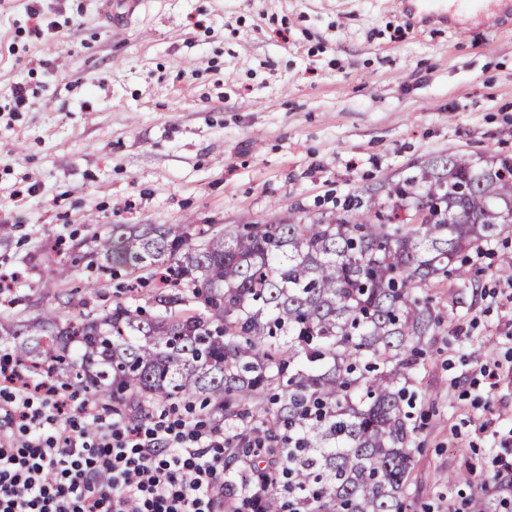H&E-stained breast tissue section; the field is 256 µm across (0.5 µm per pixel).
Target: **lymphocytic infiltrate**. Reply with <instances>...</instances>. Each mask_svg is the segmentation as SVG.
<instances>
[{"mask_svg":"<svg viewBox=\"0 0 512 512\" xmlns=\"http://www.w3.org/2000/svg\"><path fill=\"white\" fill-rule=\"evenodd\" d=\"M0 347V512H244L262 482L223 479L232 433L167 411L112 420L51 371L23 375Z\"/></svg>","mask_w":512,"mask_h":512,"instance_id":"lymphocytic-infiltrate-1","label":"lymphocytic infiltrate"}]
</instances>
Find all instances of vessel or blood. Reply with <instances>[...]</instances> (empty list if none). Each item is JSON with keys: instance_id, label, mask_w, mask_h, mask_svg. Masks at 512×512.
<instances>
[{"instance_id": "obj_1", "label": "vessel or blood", "mask_w": 512, "mask_h": 512, "mask_svg": "<svg viewBox=\"0 0 512 512\" xmlns=\"http://www.w3.org/2000/svg\"><path fill=\"white\" fill-rule=\"evenodd\" d=\"M405 15L415 24L457 28L512 17V0H404Z\"/></svg>"}]
</instances>
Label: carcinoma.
Instances as JSON below:
<instances>
[{
	"mask_svg": "<svg viewBox=\"0 0 512 512\" xmlns=\"http://www.w3.org/2000/svg\"><path fill=\"white\" fill-rule=\"evenodd\" d=\"M380 211L287 224H137L94 236L99 270L148 272L150 318L116 305L0 319L20 372L52 360L96 402L200 399L241 422V454L285 457L257 512H406L415 426L403 402L440 321L426 288L512 224V158L451 153L382 186ZM199 307L186 309L190 301ZM262 428L255 443L252 428Z\"/></svg>",
	"mask_w": 512,
	"mask_h": 512,
	"instance_id": "1",
	"label": "carcinoma"
}]
</instances>
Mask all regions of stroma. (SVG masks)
<instances>
[{"label": "stroma", "instance_id": "35a3bbf8", "mask_svg": "<svg viewBox=\"0 0 512 512\" xmlns=\"http://www.w3.org/2000/svg\"><path fill=\"white\" fill-rule=\"evenodd\" d=\"M42 10L39 33L28 0H0V269L19 275L0 316L155 315L125 272L86 288L116 224L328 216L435 156L512 157V24L419 28L400 0H143L120 29L103 0ZM510 252L512 226L428 291L441 326L416 373L410 512H471L494 477L480 425L512 429V378L491 392L478 369L512 365Z\"/></svg>", "mask_w": 512, "mask_h": 512}]
</instances>
